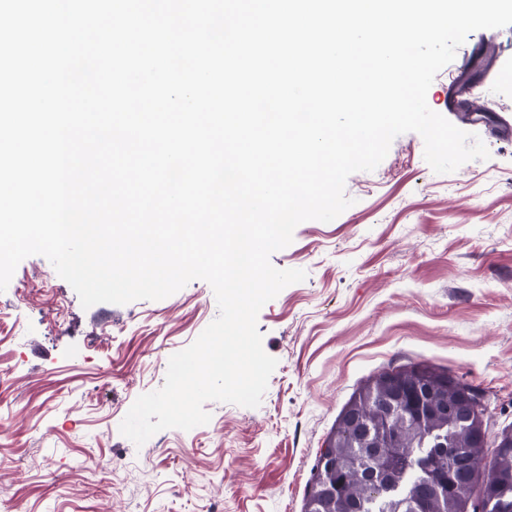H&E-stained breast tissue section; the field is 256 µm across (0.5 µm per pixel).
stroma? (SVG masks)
I'll list each match as a JSON object with an SVG mask.
<instances>
[{
    "label": "stroma",
    "instance_id": "stroma-1",
    "mask_svg": "<svg viewBox=\"0 0 512 512\" xmlns=\"http://www.w3.org/2000/svg\"><path fill=\"white\" fill-rule=\"evenodd\" d=\"M496 34L499 66L472 78L512 118V26ZM472 132L490 157L455 172L408 132L351 174V206L270 257L307 277L258 314L278 361L261 404L207 402V424L140 447L120 424L217 317L212 287L86 309L46 257L24 259L0 292V512H303L352 395L410 363L475 388L489 436L512 430V141Z\"/></svg>",
    "mask_w": 512,
    "mask_h": 512
}]
</instances>
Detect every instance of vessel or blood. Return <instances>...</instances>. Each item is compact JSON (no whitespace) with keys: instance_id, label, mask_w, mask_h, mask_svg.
Masks as SVG:
<instances>
[{"instance_id":"obj_1","label":"vessel or blood","mask_w":512,"mask_h":512,"mask_svg":"<svg viewBox=\"0 0 512 512\" xmlns=\"http://www.w3.org/2000/svg\"><path fill=\"white\" fill-rule=\"evenodd\" d=\"M484 57L489 61L497 59V40L489 36L482 38L471 48L470 57L462 58L456 76L448 86L446 103L449 112L471 124H492L496 136L502 140H512V121L503 117L491 116L489 109L476 105L474 86L470 77L471 57Z\"/></svg>"}]
</instances>
